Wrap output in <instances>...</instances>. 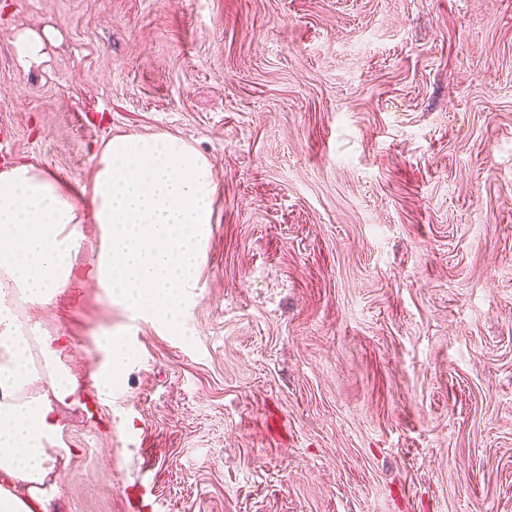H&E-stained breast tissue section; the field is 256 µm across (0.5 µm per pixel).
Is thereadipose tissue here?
Returning <instances> with one entry per match:
<instances>
[{"label": "adipose tissue", "mask_w": 512, "mask_h": 512, "mask_svg": "<svg viewBox=\"0 0 512 512\" xmlns=\"http://www.w3.org/2000/svg\"><path fill=\"white\" fill-rule=\"evenodd\" d=\"M216 185L207 160L164 135H118L94 156L92 219L101 248L86 275L136 313L179 331L214 222ZM69 188L28 162L0 171V512H41L43 485L66 455L57 408L73 402L76 378L58 339L26 331L14 298L42 306L66 288L82 236ZM96 379L118 384L133 359L122 337L101 339ZM26 495H18V486Z\"/></svg>", "instance_id": "ef3b65f1"}]
</instances>
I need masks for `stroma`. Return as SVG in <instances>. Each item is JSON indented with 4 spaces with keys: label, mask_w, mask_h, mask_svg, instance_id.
Returning <instances> with one entry per match:
<instances>
[{
    "label": "stroma",
    "mask_w": 512,
    "mask_h": 512,
    "mask_svg": "<svg viewBox=\"0 0 512 512\" xmlns=\"http://www.w3.org/2000/svg\"><path fill=\"white\" fill-rule=\"evenodd\" d=\"M122 134L207 158L214 222L179 332L19 306L78 381L49 512H512V0H0V167L70 188L76 267ZM47 40H50V36L46 32L41 35L35 31H28L16 37L13 42L15 53L24 68L39 66L46 59ZM101 348L105 352L106 360L98 368L95 376L99 387L103 391L111 392L112 386L121 381L134 354L122 337L112 336V334L102 337Z\"/></svg>",
    "instance_id": "35a3bbf8"
}]
</instances>
